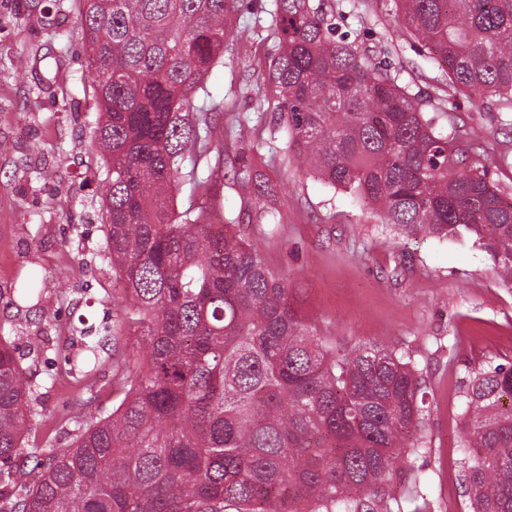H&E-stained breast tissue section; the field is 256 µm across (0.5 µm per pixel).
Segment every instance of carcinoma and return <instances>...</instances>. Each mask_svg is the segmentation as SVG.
<instances>
[{"instance_id":"obj_1","label":"carcinoma","mask_w":512,"mask_h":512,"mask_svg":"<svg viewBox=\"0 0 512 512\" xmlns=\"http://www.w3.org/2000/svg\"><path fill=\"white\" fill-rule=\"evenodd\" d=\"M103 172L100 258L123 317L87 347L123 397L71 418V446L34 448L40 389L0 332V512H390L385 484L424 444L411 355L317 335L288 284L212 206L176 212L202 184L212 137L205 79L237 39V0H83ZM407 32L461 93L512 109V0H395ZM331 0H274L263 75L285 150L406 236L468 237L512 283V201L486 151L437 131L423 100L336 38ZM105 356H100V353ZM460 467L471 512H512V364L465 384Z\"/></svg>"}]
</instances>
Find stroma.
<instances>
[{"mask_svg":"<svg viewBox=\"0 0 512 512\" xmlns=\"http://www.w3.org/2000/svg\"><path fill=\"white\" fill-rule=\"evenodd\" d=\"M82 7L83 0H0V326L17 327L22 365L44 386L29 448L67 447L64 417L120 399L109 366L89 385L62 361L79 350L82 324L119 318L111 301L119 285L98 256L104 190L86 175L100 161L91 147L92 78L77 35ZM334 7L337 36L419 95L439 131L460 126L494 147L495 181L511 197L512 112L496 99L456 92L399 26L394 0H335ZM271 9L272 0H239L227 19L249 37L226 43L223 65L206 79L210 99L194 101L209 110L224 176L199 189L180 185L174 207L211 202L213 220L260 249L320 335L348 348L378 344L411 354L424 378L426 446L399 463L387 487L393 512H469L462 390L472 369L512 362V288L469 239L403 236L285 152L262 79L278 43ZM243 167L270 181L274 202L242 190L233 171ZM46 168L54 172L47 181L39 176ZM30 277L40 307L17 309L16 290Z\"/></svg>","mask_w":512,"mask_h":512,"instance_id":"stroma-1","label":"stroma"}]
</instances>
